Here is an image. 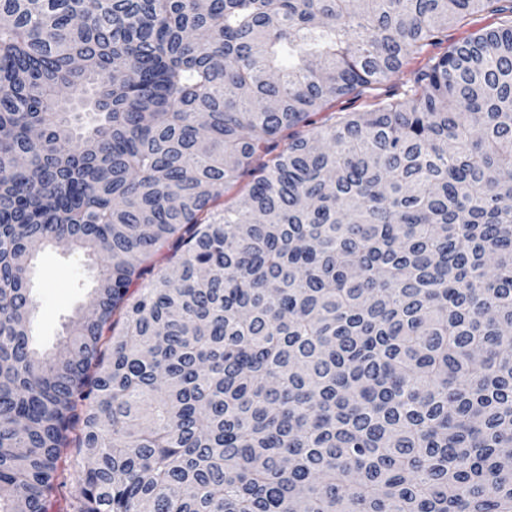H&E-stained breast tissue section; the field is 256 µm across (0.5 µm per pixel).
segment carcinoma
Segmentation results:
<instances>
[{
  "instance_id": "cac0c4a2",
  "label": "carcinoma",
  "mask_w": 512,
  "mask_h": 512,
  "mask_svg": "<svg viewBox=\"0 0 512 512\" xmlns=\"http://www.w3.org/2000/svg\"><path fill=\"white\" fill-rule=\"evenodd\" d=\"M77 429L73 512H512V0H0V512ZM497 18L491 13L479 12L472 16L465 25H453L448 27V40L445 41L440 47L432 48L429 50L430 54L441 53L454 42L460 41L470 35H473L482 30L488 29L496 25ZM374 101L372 96H364L362 98H353V96H347L343 99L336 101L335 103L329 104L323 112L315 116V120H322L325 116L329 115L330 112H339L344 110L345 112H366L370 109V104ZM94 275L93 262L64 243L38 253L30 278L36 305L34 338L42 353L51 352L76 313L87 310Z\"/></svg>"
}]
</instances>
